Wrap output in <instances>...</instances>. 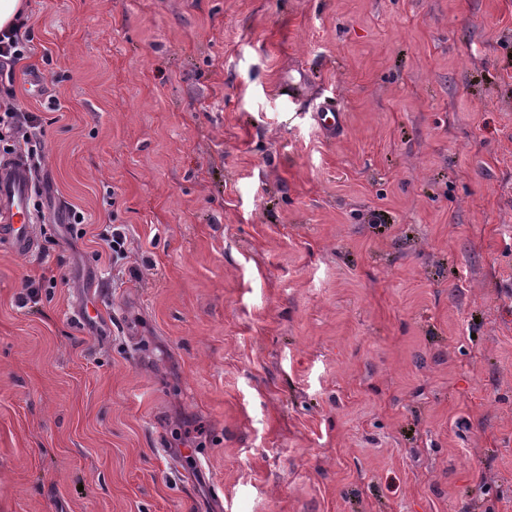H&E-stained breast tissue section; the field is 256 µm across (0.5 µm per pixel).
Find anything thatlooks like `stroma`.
<instances>
[{"instance_id":"35a3bbf8","label":"stroma","mask_w":512,"mask_h":512,"mask_svg":"<svg viewBox=\"0 0 512 512\" xmlns=\"http://www.w3.org/2000/svg\"><path fill=\"white\" fill-rule=\"evenodd\" d=\"M28 5L0 512H512V0ZM315 121L327 135H337L344 128V113L329 99L325 100L315 113ZM7 141L9 150H19L29 158L30 166L39 171L45 157V145L40 137L38 116L22 112L13 103L0 105V143ZM32 191L33 177L23 160L0 163V246L21 257L39 246Z\"/></svg>"}]
</instances>
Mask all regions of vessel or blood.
Here are the masks:
<instances>
[{
	"label": "vessel or blood",
	"mask_w": 512,
	"mask_h": 512,
	"mask_svg": "<svg viewBox=\"0 0 512 512\" xmlns=\"http://www.w3.org/2000/svg\"><path fill=\"white\" fill-rule=\"evenodd\" d=\"M315 121L332 136L343 130L345 118L329 99L320 105ZM32 191L33 177L23 160L0 163V247L21 257L31 255L39 246Z\"/></svg>",
	"instance_id": "1"
}]
</instances>
